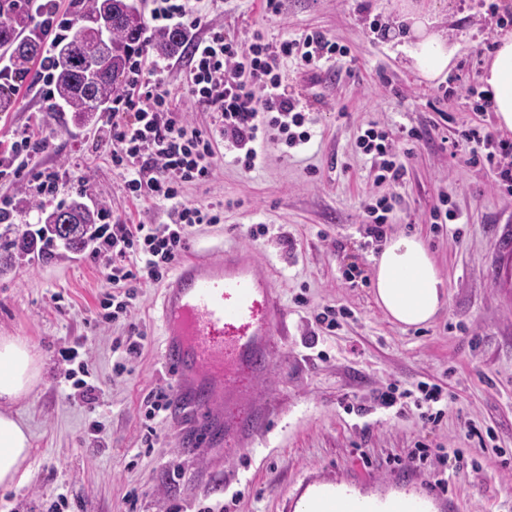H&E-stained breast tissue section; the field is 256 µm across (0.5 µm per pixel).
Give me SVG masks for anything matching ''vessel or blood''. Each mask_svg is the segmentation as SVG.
<instances>
[{"mask_svg":"<svg viewBox=\"0 0 512 512\" xmlns=\"http://www.w3.org/2000/svg\"><path fill=\"white\" fill-rule=\"evenodd\" d=\"M283 317L276 287L252 252L180 257L162 306L173 403H193L206 417V431H223L225 443L240 438L255 422L246 411L249 382L271 372L269 345ZM218 398L220 419L208 415ZM410 472L402 465L381 476L355 471L332 484L305 481L288 503H304V512H460L454 497L428 477L409 481Z\"/></svg>","mask_w":512,"mask_h":512,"instance_id":"1","label":"vessel or blood"}]
</instances>
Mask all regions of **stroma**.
<instances>
[{
    "label": "stroma",
    "mask_w": 512,
    "mask_h": 512,
    "mask_svg": "<svg viewBox=\"0 0 512 512\" xmlns=\"http://www.w3.org/2000/svg\"><path fill=\"white\" fill-rule=\"evenodd\" d=\"M436 9L439 26L457 45L456 64L438 84L419 77L406 43L387 37L399 0H283L279 14L265 0H199L197 7L222 21L242 41L297 39L321 32L346 56L303 66L287 60L282 80L312 122L302 148L265 143L255 169L218 156L215 175L190 184L192 203H222L221 221L189 240L190 250L220 255L231 247L254 250L269 270L287 311L288 333L276 337L275 371L258 387L254 429L233 458L219 441L194 448L188 411L172 408L154 420L158 440L143 442V401L168 375L161 355V283L141 282L128 319L95 327L107 289L102 268L88 252L63 246L12 260L0 270V336H19L38 353L41 380L13 410L32 435L31 476L20 487L0 488V512H47L59 494L75 512H126L124 497L137 490V512H284L292 489L312 469L325 476L369 466L388 469L418 444L459 448L466 457L450 492L461 512H503L512 506V295L494 286L499 227L512 225V192L494 183L484 165H472L456 132L482 124L501 138L493 112L474 109L481 74L498 36L512 31V12L501 0H417ZM11 111L0 112V149L15 128L54 130L40 167L84 172L56 199L107 207L128 224H158L162 209L126 195L101 140L112 115L75 120L45 100L40 84L23 82ZM389 131L405 166L396 183H376L369 156L356 147L361 130ZM419 138H409V130ZM394 198L386 234L416 233L426 241L444 279L446 304L421 327L389 321L377 306L370 258L382 240L370 237L368 212L377 198ZM453 208L456 223L433 225L434 211ZM266 234H257L258 225ZM355 278H347L350 268ZM345 308L336 330L316 324L315 309ZM146 333L148 346L129 374L116 376L113 345L129 324ZM76 348L96 378L98 401L66 396L60 356ZM438 385L448 400L439 425L424 424L415 407L381 409L385 384L416 389ZM358 400L369 409L348 411ZM471 420L482 440L465 439L460 421ZM100 432H92L93 422ZM184 475L172 479L174 465Z\"/></svg>",
    "instance_id": "stroma-1"
}]
</instances>
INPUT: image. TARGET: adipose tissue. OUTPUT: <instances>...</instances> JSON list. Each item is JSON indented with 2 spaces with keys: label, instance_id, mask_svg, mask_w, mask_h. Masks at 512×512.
I'll return each mask as SVG.
<instances>
[{
  "label": "adipose tissue",
  "instance_id": "ef3b65f1",
  "mask_svg": "<svg viewBox=\"0 0 512 512\" xmlns=\"http://www.w3.org/2000/svg\"><path fill=\"white\" fill-rule=\"evenodd\" d=\"M409 52L424 80H443L457 53L429 17L403 6ZM491 94L496 124L512 132V33L500 36L481 77ZM374 265V297L388 319L405 327L429 323L445 304V284L424 242L400 235L386 241ZM41 377L40 358L26 339L0 336V487H18L30 477L31 433L11 410Z\"/></svg>",
  "mask_w": 512,
  "mask_h": 512
}]
</instances>
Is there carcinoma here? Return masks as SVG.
<instances>
[{"mask_svg":"<svg viewBox=\"0 0 512 512\" xmlns=\"http://www.w3.org/2000/svg\"><path fill=\"white\" fill-rule=\"evenodd\" d=\"M105 13L112 14V26L107 39L95 36ZM30 24L26 3L4 5L0 16V48L10 51L13 67L20 74L32 73V66L43 54L44 41L38 36H24ZM87 32L78 42L75 33ZM145 30L142 14L129 0H92L90 8L75 19L72 35L60 45L52 60L54 74L53 99L63 103L79 120L105 112L129 70V56L141 42ZM161 55H170L184 49L177 31L159 37L153 45ZM37 223L54 239H60L71 251L82 250L90 240V232L98 216L85 203L73 199L53 208L47 204L37 207Z\"/></svg>","mask_w":512,"mask_h":512,"instance_id":"cac0c4a2","label":"carcinoma"}]
</instances>
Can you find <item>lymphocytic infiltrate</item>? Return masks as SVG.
Returning <instances> with one entry per match:
<instances>
[{"mask_svg":"<svg viewBox=\"0 0 512 512\" xmlns=\"http://www.w3.org/2000/svg\"><path fill=\"white\" fill-rule=\"evenodd\" d=\"M194 12L190 0H152L150 31L155 37L181 31L188 47L187 88L212 112L210 125L199 129L173 114L163 78L167 62L145 67L140 52L130 62L128 89L112 98V128L107 140L112 166L119 171L126 193L163 208L167 221L97 225L91 236L92 255L101 263L110 286L100 303L101 318L108 322L127 314L134 297L132 283L164 280L184 252L190 233L217 222L214 205L190 204L183 198L186 184L210 179L217 148L233 152L236 162L250 170L266 136L279 135L291 148L310 143L308 119L282 85L284 60L310 65L340 52L337 44L317 31L300 40L276 42L257 33L245 44L221 25H202ZM50 136L47 128L15 129L9 149L0 153V180L30 190L41 199L55 196L57 175L36 167ZM461 138L470 147L471 163L505 157L506 165L497 169V182L512 189V141L493 140L478 128L463 131ZM356 146L377 159L378 182L400 180L404 166L392 151L388 132L367 128L358 136ZM408 398L431 424L440 422L448 407L441 389L424 382L413 391L392 384L377 391L379 403L388 408Z\"/></svg>","mask_w":512,"mask_h":512,"instance_id":"f902f5d3","label":"lymphocytic infiltrate"}]
</instances>
